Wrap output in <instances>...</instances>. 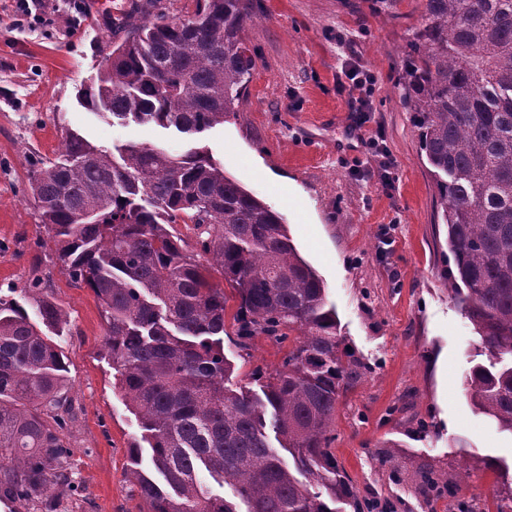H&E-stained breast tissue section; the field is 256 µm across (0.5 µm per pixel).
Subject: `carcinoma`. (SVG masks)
I'll use <instances>...</instances> for the list:
<instances>
[{"mask_svg": "<svg viewBox=\"0 0 512 512\" xmlns=\"http://www.w3.org/2000/svg\"><path fill=\"white\" fill-rule=\"evenodd\" d=\"M422 16L402 80L447 227L451 291L488 360L467 391L512 433V0H422ZM250 18L246 0H195L184 19H133L82 104L189 135L223 124L253 68ZM29 181L62 270L99 300L116 388L142 430L130 479L149 512H239L198 483L201 469L233 486L245 512L377 508L330 448L336 402L364 366L278 212L207 152L173 158L133 144L115 155L73 132ZM173 224L193 225L201 253ZM213 272L238 299V349L260 335L291 343L280 368L253 372L260 396L224 384L227 297ZM38 314L39 325L0 298V499L58 512L74 488L68 368L53 337L67 314L48 299ZM145 449L158 480L137 468ZM485 468L500 478L498 512L512 510L509 468ZM440 482L431 468L420 474L427 496Z\"/></svg>", "mask_w": 512, "mask_h": 512, "instance_id": "obj_1", "label": "carcinoma"}]
</instances>
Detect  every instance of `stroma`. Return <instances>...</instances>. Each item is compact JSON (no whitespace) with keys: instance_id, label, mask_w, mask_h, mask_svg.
I'll return each mask as SVG.
<instances>
[{"instance_id":"stroma-1","label":"stroma","mask_w":512,"mask_h":512,"mask_svg":"<svg viewBox=\"0 0 512 512\" xmlns=\"http://www.w3.org/2000/svg\"><path fill=\"white\" fill-rule=\"evenodd\" d=\"M67 2L45 0L24 15L16 0H0V297L36 316L25 288L37 277L43 297L68 314L58 339L74 414L66 439L78 489L68 512L147 510L129 478V447L141 430L113 387L100 303L70 282L53 250L37 245L45 231L29 173L61 150L68 130L110 150L137 143L178 157L206 148L283 216L297 252L325 284L344 345L366 368L337 403L332 443L360 495L397 500L398 512H448L420 492L423 467L451 478L462 499L494 490L495 475L482 470L470 482L455 479L480 458L511 462L512 434L467 394L469 373L485 357L450 291L447 229L400 86L421 0H251L243 37L254 66L243 101L222 125L195 136L121 123L78 98L125 37L127 17L178 19L194 0H112L111 10L78 27L68 22ZM342 38L376 77L371 124L385 132L394 189L383 188L378 159L355 129L351 94L337 82ZM287 352L264 338L248 353L225 343L228 386L259 392L253 370L281 366ZM388 455L400 480L382 463Z\"/></svg>"}]
</instances>
